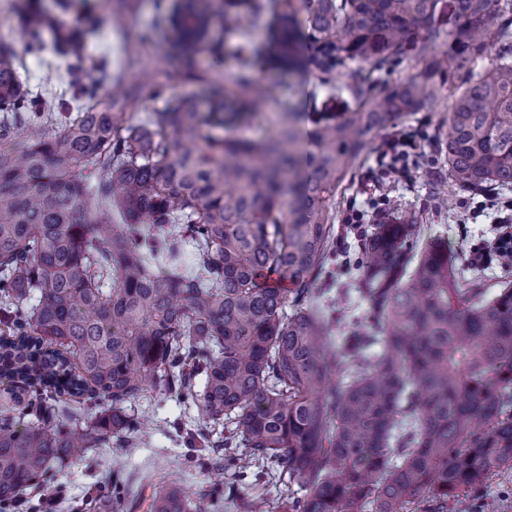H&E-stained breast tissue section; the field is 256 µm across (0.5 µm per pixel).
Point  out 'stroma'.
<instances>
[{
	"instance_id": "35a3bbf8",
	"label": "stroma",
	"mask_w": 512,
	"mask_h": 512,
	"mask_svg": "<svg viewBox=\"0 0 512 512\" xmlns=\"http://www.w3.org/2000/svg\"><path fill=\"white\" fill-rule=\"evenodd\" d=\"M72 4V9L63 13L57 9L55 0H0V38L16 52H23L26 41L19 13L31 8L47 17L41 30L43 55L41 59L26 61L32 89L58 84L60 75L66 72L68 61L57 54L56 45L62 32L71 28L81 29L86 35L88 64H98L101 55L108 51L121 56L124 80L139 87L137 98L128 106L129 114L137 120L156 104V81H166L170 94L202 101L206 98L204 79L220 81L235 70L233 60L204 50L196 56L192 74H184L180 63L163 52L155 0H72ZM447 132V113L417 112L404 118L395 133L378 136L364 151L341 207H353L369 215L374 210L371 193L383 194L401 209L417 213L422 237L446 242L466 277L481 278L490 286L512 280V268L502 267L499 262L477 266L468 260L476 240L494 237L503 221L512 218V191L488 197L452 189L448 192V208L439 209L424 170L408 169L403 179L378 171L386 144L395 135L413 137L416 152L427 157L430 167L445 168L441 145ZM137 410L150 421L147 434L137 437L134 447L100 448L86 461L65 470L61 476L64 498L54 512H72L73 506L91 489L106 482L116 469L132 479L134 512H147L153 485H174L191 496L213 482L211 470L185 462L193 450L187 435H176L171 423L188 415L189 410L177 397H148L138 403ZM452 512H512V474L496 477L483 500L457 501Z\"/></svg>"
}]
</instances>
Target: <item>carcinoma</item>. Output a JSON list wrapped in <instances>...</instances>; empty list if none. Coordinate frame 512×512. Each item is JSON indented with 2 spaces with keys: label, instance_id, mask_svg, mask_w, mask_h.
<instances>
[{
  "label": "carcinoma",
  "instance_id": "carcinoma-1",
  "mask_svg": "<svg viewBox=\"0 0 512 512\" xmlns=\"http://www.w3.org/2000/svg\"><path fill=\"white\" fill-rule=\"evenodd\" d=\"M28 55L40 16L21 13ZM158 26L189 73L240 39L208 107L166 94L132 121L130 86L99 94L80 33L61 94L26 88L0 43V512H42L58 475L87 453L133 444L134 404L174 394L214 472L276 473L282 512H448L512 473V281L462 275L439 239L387 211L357 237L355 289L313 303L336 275V200L367 141L414 112L448 111V181L512 188V3L494 0H165ZM262 30V39L253 33ZM496 63L445 103L437 43ZM411 55L427 61L377 90ZM315 72L345 112L286 99L257 140L217 137L268 90L256 66ZM21 132L27 140L17 141ZM356 292L364 333L333 338ZM220 482L191 498L166 485L150 512H210ZM116 478L84 512H125Z\"/></svg>",
  "mask_w": 512,
  "mask_h": 512
}]
</instances>
